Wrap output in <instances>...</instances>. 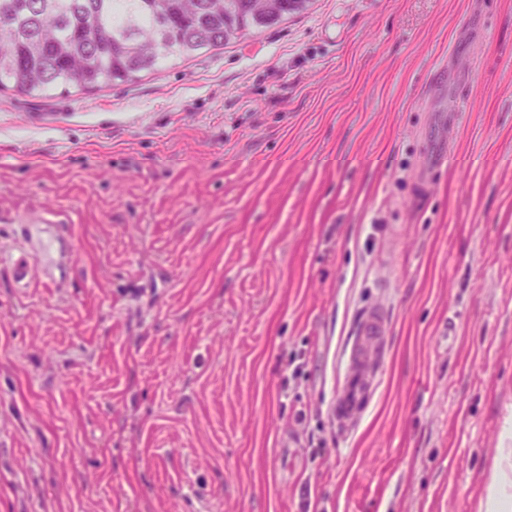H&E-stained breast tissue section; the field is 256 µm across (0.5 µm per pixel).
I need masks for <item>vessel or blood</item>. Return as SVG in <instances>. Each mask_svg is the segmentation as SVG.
<instances>
[{"instance_id":"vessel-or-blood-1","label":"vessel or blood","mask_w":512,"mask_h":512,"mask_svg":"<svg viewBox=\"0 0 512 512\" xmlns=\"http://www.w3.org/2000/svg\"><path fill=\"white\" fill-rule=\"evenodd\" d=\"M38 262L28 251L6 260L16 283L28 284ZM387 317L382 308L363 311L345 350L346 362L332 414L341 429H349L363 414L375 385L385 344Z\"/></svg>"}]
</instances>
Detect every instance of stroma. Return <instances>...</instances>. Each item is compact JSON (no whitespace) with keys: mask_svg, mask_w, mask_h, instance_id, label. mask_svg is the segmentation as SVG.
Here are the masks:
<instances>
[{"mask_svg":"<svg viewBox=\"0 0 512 512\" xmlns=\"http://www.w3.org/2000/svg\"><path fill=\"white\" fill-rule=\"evenodd\" d=\"M23 248L0 512H478L512 432V0H313L128 83L0 91ZM0 263L9 266L16 283L26 285L32 279L34 266L38 263V255L21 250L19 255H10L7 259L2 255ZM386 322L381 307L363 311L347 344L344 374L332 406L342 430H348L366 409L383 356Z\"/></svg>","mask_w":512,"mask_h":512,"instance_id":"35a3bbf8","label":"stroma"}]
</instances>
